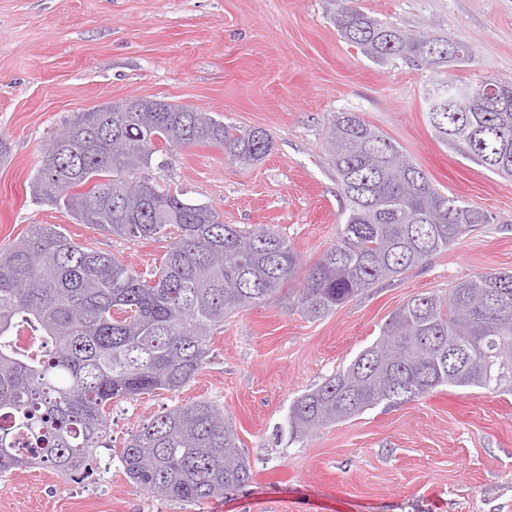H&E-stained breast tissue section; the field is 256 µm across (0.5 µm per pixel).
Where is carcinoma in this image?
<instances>
[{"label": "carcinoma", "instance_id": "1", "mask_svg": "<svg viewBox=\"0 0 512 512\" xmlns=\"http://www.w3.org/2000/svg\"><path fill=\"white\" fill-rule=\"evenodd\" d=\"M336 31L364 56L400 57L436 70L471 60L468 44L408 35L354 0H339ZM433 80L424 89L436 136L493 173L512 177V84ZM196 144L252 165L273 149L261 128L240 129L197 112L128 98L77 112L42 150L33 194L81 224L125 239L173 235L149 277L80 245L53 224H34L0 250V472L39 465L64 478L111 447L104 407L156 390L180 392L203 367L213 329L272 299L318 319L391 282L491 216L441 192L421 167L355 112H338L327 151L344 201L336 241L305 272L268 225L241 230L205 203L140 176L154 155ZM442 386L512 392V272L480 273L448 296L418 294L378 338L320 386L295 398L297 438L380 404L411 402ZM224 411L195 401L144 420L119 460L128 479L164 500L222 498L251 468Z\"/></svg>", "mask_w": 512, "mask_h": 512}]
</instances>
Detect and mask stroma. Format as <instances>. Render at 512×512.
<instances>
[{
  "label": "stroma",
  "instance_id": "35a3bbf8",
  "mask_svg": "<svg viewBox=\"0 0 512 512\" xmlns=\"http://www.w3.org/2000/svg\"><path fill=\"white\" fill-rule=\"evenodd\" d=\"M406 34L472 45L447 77L512 82V0H359ZM336 0H0V249L35 224L112 253L138 272L170 240H125L36 199L40 149L77 112L129 97L187 104L274 140L260 163L222 148L179 150L150 176L213 206L225 223L270 225L305 264L336 239L343 201L325 147L339 112L358 113L410 156L441 192L490 214L455 245L400 279L318 320L277 301L248 305L214 330L211 352L182 391L106 409L110 447L62 478L41 467L0 473V512H512V393L443 386L291 437L293 399L370 345L410 297L447 295L482 272L512 270V180L438 139L423 100L432 71L376 62L348 45ZM205 400L231 418L248 458L247 486L218 500H163L133 485L118 455L140 420Z\"/></svg>",
  "mask_w": 512,
  "mask_h": 512
}]
</instances>
